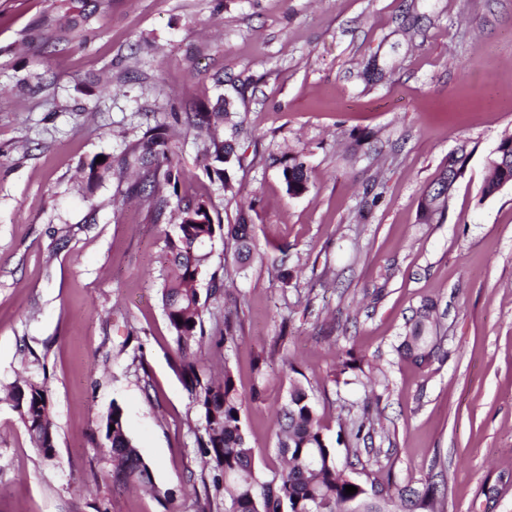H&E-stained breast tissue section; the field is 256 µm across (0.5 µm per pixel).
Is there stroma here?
Segmentation results:
<instances>
[{"instance_id":"stroma-1","label":"stroma","mask_w":512,"mask_h":512,"mask_svg":"<svg viewBox=\"0 0 512 512\" xmlns=\"http://www.w3.org/2000/svg\"><path fill=\"white\" fill-rule=\"evenodd\" d=\"M230 103L240 167L207 175ZM173 133L181 178L163 212L133 175L84 167ZM512 135V0H0V512H200L204 421L160 302L178 198L245 216L258 254L203 312V374L230 369L264 477L293 382L335 441L381 425L354 480L444 489V512H512V187L483 197ZM464 173L432 221L421 200L449 155ZM302 156L310 189L289 195ZM292 279L281 285L280 264ZM435 306L440 345L415 364L405 324ZM237 339L224 343V321ZM370 376L341 382L348 358ZM42 385L55 455L7 399ZM166 499L114 486L112 405ZM282 177L291 195H302L309 190L310 182L305 162L298 157H292L288 164L283 165Z\"/></svg>"}]
</instances>
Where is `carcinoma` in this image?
<instances>
[{"label":"carcinoma","mask_w":512,"mask_h":512,"mask_svg":"<svg viewBox=\"0 0 512 512\" xmlns=\"http://www.w3.org/2000/svg\"><path fill=\"white\" fill-rule=\"evenodd\" d=\"M228 121V112H196L186 116L187 126L200 128L211 120ZM503 152L492 159L489 175L482 194L494 195L497 186L506 177L512 178V167H501L497 162L512 157V136L500 142ZM204 152L211 160L210 173L226 188L231 181L230 171L240 163L231 139L210 137ZM175 150L161 133L152 131L143 136L132 149V158H123L122 164L134 163L144 170V180L135 185L136 192L162 209L166 200L163 190L177 188L179 172L174 170ZM465 155H452L442 168L439 178L424 197V210L443 213L447 209L448 169L463 172ZM112 172V162L91 160L85 170L88 183H99ZM282 177L291 195H302L309 190V176L305 162L293 157L283 165ZM224 230V250L233 251L240 263L249 261L257 251L250 234V225L239 223L224 226L215 222L210 201L198 198L178 205V223L175 234L165 240L166 269L162 278L161 303L169 327L174 335L178 362L175 370L194 395V402L204 418L205 436L198 440L210 466V495L224 501V512H440L435 490L427 486L423 493L408 497L398 492L392 497L378 486L358 483L346 474L356 465L352 460L340 463L336 450L324 435L316 407L307 389L294 383L288 391V400L277 412L279 427L277 453L283 467L267 479L255 470L254 448L249 445L242 419L243 400L230 369L218 382L202 378L197 370V358L192 352L196 336L203 334L202 302L199 285L208 279L210 288L216 287L217 273H208L207 254L203 244L213 241L219 230ZM432 323L431 307L423 305L409 325L400 351L421 365L434 354L435 345L425 335ZM14 408L29 435L35 438L45 453L53 422L45 391L37 383L29 382L14 387L10 392ZM375 430L374 421L366 416L353 424L351 436L355 441H367ZM112 483L119 487L131 484L154 486L150 466L144 461L134 440L127 432L121 408L114 404L104 426ZM357 488L353 495L344 494L345 486Z\"/></svg>","instance_id":"1"}]
</instances>
